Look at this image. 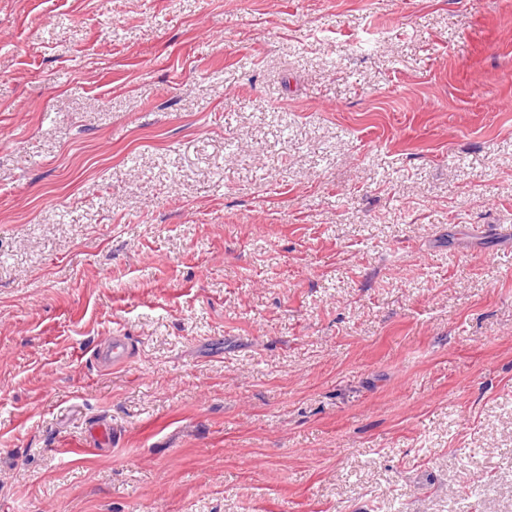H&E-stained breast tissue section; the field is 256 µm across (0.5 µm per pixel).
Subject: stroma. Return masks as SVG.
Returning <instances> with one entry per match:
<instances>
[{"label": "stroma", "instance_id": "obj_1", "mask_svg": "<svg viewBox=\"0 0 512 512\" xmlns=\"http://www.w3.org/2000/svg\"><path fill=\"white\" fill-rule=\"evenodd\" d=\"M462 498L512 512V0H0V512ZM130 355L129 338L121 334L103 339L95 348L92 357L105 370H117L127 366Z\"/></svg>", "mask_w": 512, "mask_h": 512}]
</instances>
